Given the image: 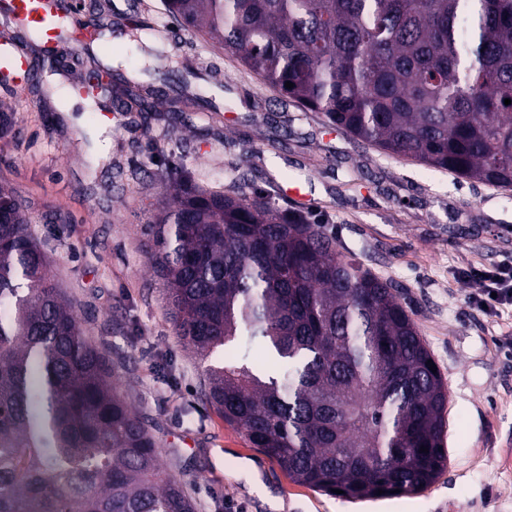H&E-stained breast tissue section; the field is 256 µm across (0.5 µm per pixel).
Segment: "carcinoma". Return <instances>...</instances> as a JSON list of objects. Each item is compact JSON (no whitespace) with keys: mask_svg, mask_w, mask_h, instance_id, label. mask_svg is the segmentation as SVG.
I'll return each instance as SVG.
<instances>
[{"mask_svg":"<svg viewBox=\"0 0 512 512\" xmlns=\"http://www.w3.org/2000/svg\"><path fill=\"white\" fill-rule=\"evenodd\" d=\"M280 96L393 156L512 187V0H162ZM145 74L167 53L139 23ZM27 28L23 46L43 48ZM112 110L166 91L113 64ZM294 87L288 89L286 82ZM196 94L168 111L209 105ZM147 226L167 315L204 396L299 485L415 495L448 466V383L403 303L321 224L183 171ZM0 512H196L0 184ZM428 452L420 451V447ZM399 493H394V490ZM382 494H377V491Z\"/></svg>","mask_w":512,"mask_h":512,"instance_id":"obj_1","label":"carcinoma"}]
</instances>
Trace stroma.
<instances>
[{
  "mask_svg": "<svg viewBox=\"0 0 512 512\" xmlns=\"http://www.w3.org/2000/svg\"><path fill=\"white\" fill-rule=\"evenodd\" d=\"M180 33L169 96L219 72L214 108L91 115L69 96L55 124L29 91L0 84L14 138L0 177L24 199L29 230L89 338L127 386V400L182 479L198 512H512V308L472 305L471 267L512 261V189L438 171L328 130L202 38ZM195 184L261 191L324 224L374 274L401 285L406 307L448 383V467L417 495L350 502L291 482L202 394L204 364L185 352L166 293L143 251L162 207L159 172ZM140 169L138 180L126 173ZM309 200L284 195L282 174Z\"/></svg>",
  "mask_w": 512,
  "mask_h": 512,
  "instance_id": "stroma-1",
  "label": "stroma"
}]
</instances>
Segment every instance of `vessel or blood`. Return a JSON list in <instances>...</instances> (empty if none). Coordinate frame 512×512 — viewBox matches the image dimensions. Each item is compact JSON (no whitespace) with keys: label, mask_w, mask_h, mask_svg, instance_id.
<instances>
[{"label":"vessel or blood","mask_w":512,"mask_h":512,"mask_svg":"<svg viewBox=\"0 0 512 512\" xmlns=\"http://www.w3.org/2000/svg\"><path fill=\"white\" fill-rule=\"evenodd\" d=\"M0 4L13 8L18 27L37 24L47 43L60 52H72L97 38V24L91 19L75 20L68 31H61L57 19L69 8V0H0ZM18 27L0 31V73L15 76L24 84L30 75V58L19 44Z\"/></svg>","instance_id":"vessel-or-blood-1"}]
</instances>
